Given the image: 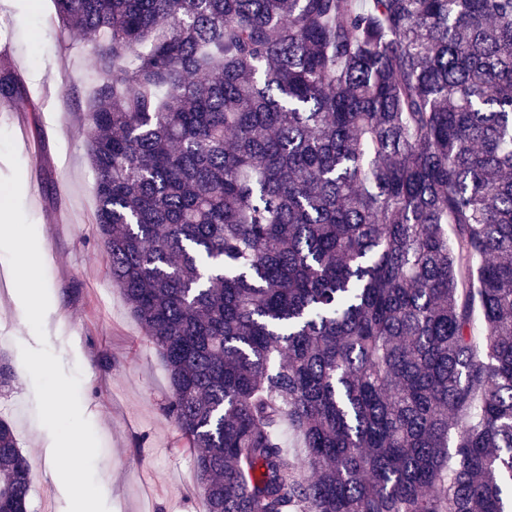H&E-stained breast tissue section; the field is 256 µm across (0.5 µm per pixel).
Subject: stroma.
<instances>
[{"mask_svg":"<svg viewBox=\"0 0 512 512\" xmlns=\"http://www.w3.org/2000/svg\"><path fill=\"white\" fill-rule=\"evenodd\" d=\"M0 23L11 38L0 46V68L17 72L37 111L20 112L0 102V130L13 140L28 137L41 151L31 167L24 149L16 154L23 186L37 184L38 200L22 205L43 252L50 306L44 320L48 344L66 375H80L79 398L100 444L95 475L110 512H199L189 454H172L176 431L163 407L169 394L158 352L107 273V258L94 229L96 196L82 113L85 95L97 82L90 46L62 42L51 0H0ZM38 348L13 288H0V353L18 373L0 390V414L15 426L31 463V512L52 499L68 512L62 484L43 453L48 431L37 416L33 382L22 347Z\"/></svg>","mask_w":512,"mask_h":512,"instance_id":"1","label":"stroma"}]
</instances>
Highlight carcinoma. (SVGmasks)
<instances>
[{
    "label": "carcinoma",
    "instance_id": "obj_1",
    "mask_svg": "<svg viewBox=\"0 0 512 512\" xmlns=\"http://www.w3.org/2000/svg\"><path fill=\"white\" fill-rule=\"evenodd\" d=\"M53 5L202 512H512V0Z\"/></svg>",
    "mask_w": 512,
    "mask_h": 512
}]
</instances>
